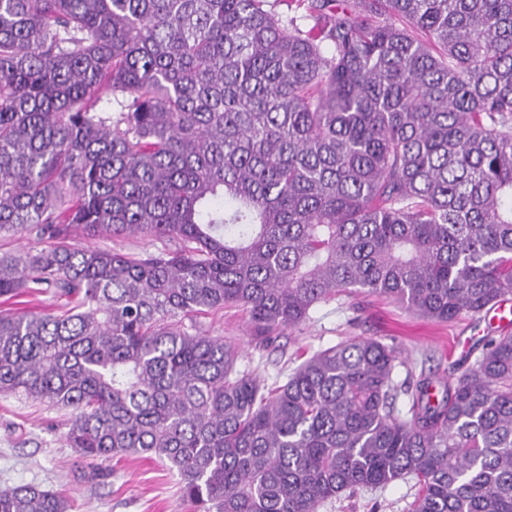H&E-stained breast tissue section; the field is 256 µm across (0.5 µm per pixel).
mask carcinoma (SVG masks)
<instances>
[{
	"mask_svg": "<svg viewBox=\"0 0 512 512\" xmlns=\"http://www.w3.org/2000/svg\"><path fill=\"white\" fill-rule=\"evenodd\" d=\"M0 0V395L70 410L92 459L151 454L205 512H318L409 477L412 512H512V332L396 414L354 339L269 387L183 320L257 336L339 294L435 321L512 294V0ZM119 111L101 107L104 87ZM147 236L137 256L70 243ZM0 488V512H68Z\"/></svg>",
	"mask_w": 512,
	"mask_h": 512,
	"instance_id": "1",
	"label": "carcinoma"
}]
</instances>
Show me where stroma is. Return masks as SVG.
Wrapping results in <instances>:
<instances>
[{
	"label": "stroma",
	"mask_w": 512,
	"mask_h": 512,
	"mask_svg": "<svg viewBox=\"0 0 512 512\" xmlns=\"http://www.w3.org/2000/svg\"><path fill=\"white\" fill-rule=\"evenodd\" d=\"M200 326L234 344L238 368L269 384L284 382L302 355L354 337L379 340L399 353L394 381L402 388L397 401L402 413L409 408L408 390L417 378L430 377L438 386L451 379L449 365L462 355L455 341L464 340L470 348L491 332L486 322L467 312L437 323L367 294L319 303L298 328L264 338L254 336L247 315L236 306L201 318ZM70 418V411L47 403L0 396V487L40 484L66 495L70 512H196L183 501L177 474L157 457H83L67 443ZM414 493L410 481L398 479L341 496L320 512H410Z\"/></svg>",
	"instance_id": "1"
}]
</instances>
